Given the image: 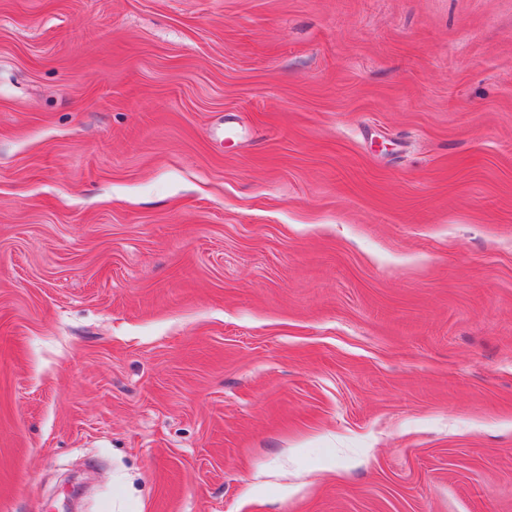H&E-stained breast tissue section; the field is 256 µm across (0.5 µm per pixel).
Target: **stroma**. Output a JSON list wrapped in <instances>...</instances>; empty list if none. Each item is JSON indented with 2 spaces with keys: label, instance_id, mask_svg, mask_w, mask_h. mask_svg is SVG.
<instances>
[{
  "label": "stroma",
  "instance_id": "35a3bbf8",
  "mask_svg": "<svg viewBox=\"0 0 512 512\" xmlns=\"http://www.w3.org/2000/svg\"><path fill=\"white\" fill-rule=\"evenodd\" d=\"M0 512H512V0H0Z\"/></svg>",
  "mask_w": 512,
  "mask_h": 512
}]
</instances>
